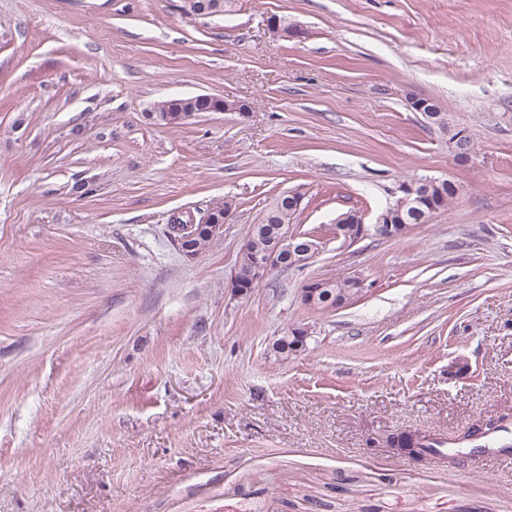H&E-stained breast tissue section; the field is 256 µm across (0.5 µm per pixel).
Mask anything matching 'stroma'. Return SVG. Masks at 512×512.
I'll use <instances>...</instances> for the list:
<instances>
[{
	"instance_id": "35a3bbf8",
	"label": "stroma",
	"mask_w": 512,
	"mask_h": 512,
	"mask_svg": "<svg viewBox=\"0 0 512 512\" xmlns=\"http://www.w3.org/2000/svg\"><path fill=\"white\" fill-rule=\"evenodd\" d=\"M199 94L250 110L147 117ZM416 96L467 129V167ZM421 177L456 185L447 209L341 248L339 214L373 222ZM296 188L322 252L236 294L250 225ZM227 197L223 238L186 260L170 216ZM356 273L352 304L302 303ZM500 418L512 0H0V512H512V464L388 444ZM156 111L157 112H149L148 116L152 118L153 121H155L157 124L162 125H171L170 122H167L165 120V115L168 112L169 114H174L175 112H178L179 114H176L172 120L174 121H187L191 120L195 117V113L191 111V109H188L187 112H181L186 109V106L183 105L182 99H171V100H165L158 102L155 104ZM349 278L356 283L355 288H352L349 284L347 277H337L334 280L319 279V281L324 283L327 292H332L333 294L335 292V298L331 293L322 294L323 286L311 280L306 283L305 288L301 289V300L308 307H314L319 304H328L330 308L334 309L344 307L358 296L367 292L371 287L368 284V279L362 275L350 276Z\"/></svg>"
}]
</instances>
